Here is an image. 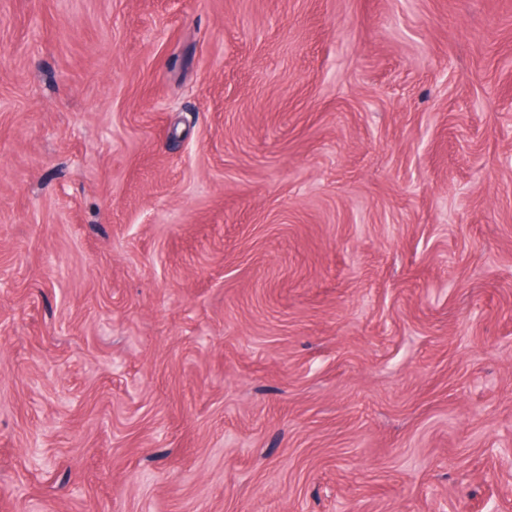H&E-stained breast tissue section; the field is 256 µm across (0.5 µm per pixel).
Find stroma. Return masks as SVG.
I'll return each mask as SVG.
<instances>
[{
    "label": "stroma",
    "instance_id": "1",
    "mask_svg": "<svg viewBox=\"0 0 512 512\" xmlns=\"http://www.w3.org/2000/svg\"><path fill=\"white\" fill-rule=\"evenodd\" d=\"M512 0H0V512H512Z\"/></svg>",
    "mask_w": 512,
    "mask_h": 512
}]
</instances>
